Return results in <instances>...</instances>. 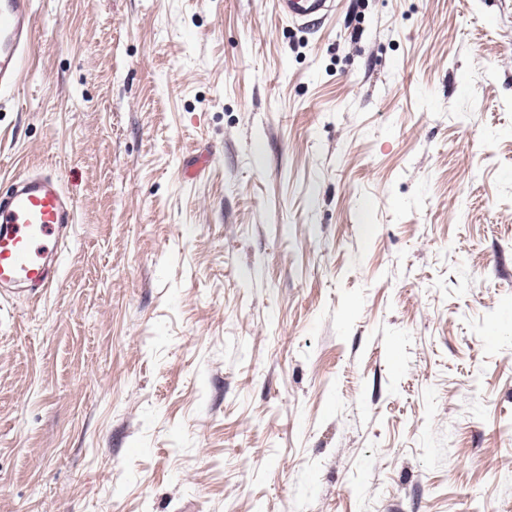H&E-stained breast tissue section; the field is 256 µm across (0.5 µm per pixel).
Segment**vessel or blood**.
<instances>
[{
	"instance_id": "b4317fda",
	"label": "vessel or blood",
	"mask_w": 512,
	"mask_h": 512,
	"mask_svg": "<svg viewBox=\"0 0 512 512\" xmlns=\"http://www.w3.org/2000/svg\"><path fill=\"white\" fill-rule=\"evenodd\" d=\"M281 14L296 22L327 17L334 0H278ZM35 24L32 0H0V98L20 79ZM76 221L74 200L57 177L23 173L0 197V288L52 287L58 247Z\"/></svg>"
}]
</instances>
